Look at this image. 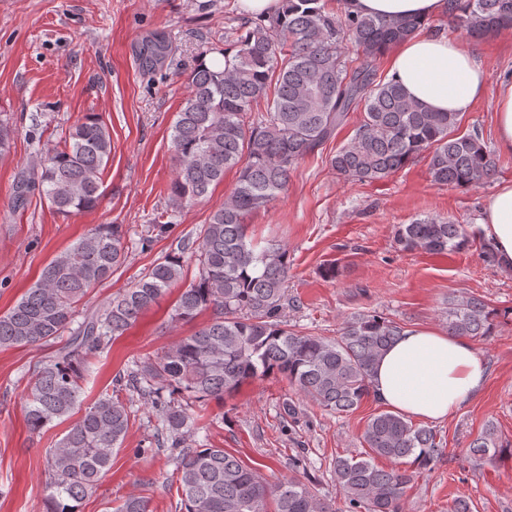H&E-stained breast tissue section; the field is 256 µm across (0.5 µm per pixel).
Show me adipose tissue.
Returning <instances> with one entry per match:
<instances>
[{"instance_id": "ef3b65f1", "label": "adipose tissue", "mask_w": 512, "mask_h": 512, "mask_svg": "<svg viewBox=\"0 0 512 512\" xmlns=\"http://www.w3.org/2000/svg\"><path fill=\"white\" fill-rule=\"evenodd\" d=\"M357 15L416 17L446 14L448 0H347ZM388 75L432 112L465 114L485 96L496 112V148L512 156V81L488 89L472 50L427 32L394 46L387 55ZM503 268L512 269V182L501 184L485 203L476 226ZM487 366L464 337L434 329L408 328L375 364L370 385L375 397L395 412L424 422L445 420L485 385Z\"/></svg>"}]
</instances>
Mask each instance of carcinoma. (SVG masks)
Instances as JSON below:
<instances>
[{
	"label": "carcinoma",
	"instance_id": "1",
	"mask_svg": "<svg viewBox=\"0 0 512 512\" xmlns=\"http://www.w3.org/2000/svg\"><path fill=\"white\" fill-rule=\"evenodd\" d=\"M448 22L470 35L512 25V0H448ZM420 28L413 18L354 16L327 8L326 0H287L283 12L246 20L224 40V67L199 56L187 73L189 93L172 125L177 167L170 186L173 210L208 196L209 188L238 169L232 192L202 225L198 274L183 290L171 323L211 310L208 323L155 360L134 362L127 379L85 409L48 451L45 512H80L112 465L131 422L124 391L152 398L170 442L178 512H333L313 489L293 478L267 482L253 467L208 439L190 441L196 405L222 400L242 385L277 372L297 394L336 413L357 410L370 395L378 358L405 329L383 313L345 320L333 338L301 334L282 320L286 308L288 252L258 247L247 235L249 215L266 208L288 186L292 169L333 138L349 113L362 119L353 138L331 158L337 174L361 183L383 180L413 157L429 152L438 185L471 187L488 181L496 161L476 133L456 134L459 114L430 112L393 79H377L383 49ZM360 55L350 59L348 46ZM170 54L158 35L139 49L141 67L155 71ZM264 113L253 115L260 103ZM15 130L0 121V156L10 152ZM112 154L108 126L94 114L73 125L63 144L40 153L10 197L11 209L36 189L61 215L95 209L104 194L101 175ZM402 250L446 255L469 243L465 225L418 218L398 225ZM122 225L98 224L56 254L37 281L0 315V348L45 343L64 334L56 356L34 370L25 421L39 432L81 406V381L104 349L138 316L182 280L183 253L166 255L135 286L93 314L79 306L128 256ZM497 312L482 299L448 298V335L484 339ZM365 454L338 455L333 473L350 512H402L406 489L442 453L437 435L393 412L371 417L360 436ZM503 443L486 425L469 445L476 459L495 458ZM397 467L383 469L374 460ZM409 463L413 469L400 468ZM116 512H149L144 496H127Z\"/></svg>",
	"mask_w": 512,
	"mask_h": 512
}]
</instances>
